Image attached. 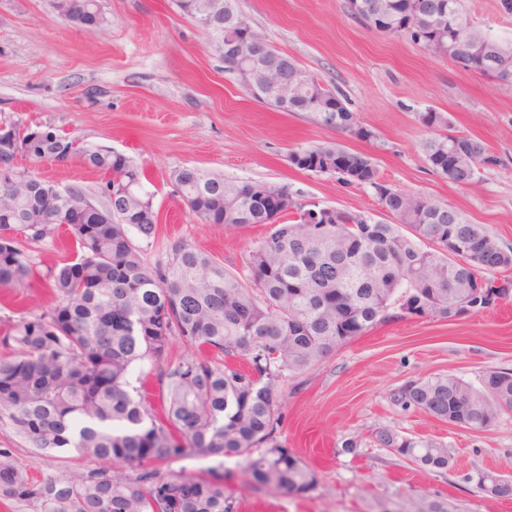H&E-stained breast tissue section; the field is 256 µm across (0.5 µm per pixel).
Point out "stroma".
I'll return each mask as SVG.
<instances>
[{
  "label": "stroma",
  "instance_id": "1",
  "mask_svg": "<svg viewBox=\"0 0 512 512\" xmlns=\"http://www.w3.org/2000/svg\"><path fill=\"white\" fill-rule=\"evenodd\" d=\"M252 26L309 75L335 88L356 120L373 133L363 140L324 126L312 112H281L250 96L224 57L175 0H102L105 21L79 27L51 0H0V117L44 124L87 144L104 145L141 167L159 212L157 232L143 244L147 264L166 261L177 239L246 275L248 253L268 227L198 221L170 174L198 166L228 180L288 185L296 201L382 213L369 188L329 173L305 172L292 151L335 143L370 156L394 189L422 194L483 225L512 249V86L460 67L403 36L370 28L348 0H238ZM478 29L512 37V12L502 0H464ZM429 111L448 117L446 130L482 140L493 162L469 185L432 171L422 145L441 130ZM18 164L60 187L81 188L102 204V174L77 161ZM512 369V297L495 308L444 320L401 315L352 340L322 365L286 380L276 435L317 471L305 494L275 495L248 482L235 459L190 456L164 464L172 473L224 474L238 512H403L419 492L448 499L460 512H512V496L480 493L474 477L491 470L512 478V414L474 433L419 411H401L390 392L436 373L476 381L482 371ZM390 426L448 446L452 464L426 473L367 437ZM360 439L355 453L341 444ZM34 476L63 473L69 459L28 448L0 429Z\"/></svg>",
  "mask_w": 512,
  "mask_h": 512
}]
</instances>
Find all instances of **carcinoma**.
I'll return each mask as SVG.
<instances>
[{"instance_id": "carcinoma-1", "label": "carcinoma", "mask_w": 512, "mask_h": 512, "mask_svg": "<svg viewBox=\"0 0 512 512\" xmlns=\"http://www.w3.org/2000/svg\"><path fill=\"white\" fill-rule=\"evenodd\" d=\"M425 8L433 0H393L381 31L404 29L402 4ZM439 19L462 41L512 51V40L482 33L461 0H441ZM211 0H175L194 18ZM332 101L337 91L310 78L309 90L282 112H309L313 95ZM62 139L50 134L29 146L36 161L63 159ZM462 153L453 175L441 170L446 150ZM423 151L432 170L459 184L474 182L494 163L485 144L467 135L441 134ZM299 170L324 173L334 165L354 174L345 184L368 186L387 196L393 222H370L360 211L336 210V223L305 221L323 205L294 200L285 190L274 202L258 199L249 181H228L199 167H182L170 179L201 222L268 224L269 235L249 253V274L227 271L211 255L183 240L170 244L168 259L153 266L135 240L150 241L159 212L151 196L119 197L115 183L143 190V171L121 153L82 147L86 166L112 179L101 187L103 206L93 205L71 224L68 198L33 175L25 185L0 180V195L16 198L0 213V288L17 300L45 285L55 304L20 315L0 335V428L29 447L58 454L74 450L101 466L31 481L10 448H0V502L20 512H235L236 497L224 478L165 473L161 465L188 455L240 459L249 480L286 495L304 494L318 475L276 437L281 384L324 363L337 350L393 317L448 318V295L462 287V313L488 305L482 280L512 267L481 224L460 212L402 193L379 177L371 159L339 146L296 151ZM67 225L75 255L43 270L18 246ZM180 341L190 353L168 358ZM148 361L165 395L163 416L131 387L133 363ZM392 405L422 411L475 433L486 432L512 412V370H485L478 382L437 373L392 391ZM371 441L426 472L451 465L443 444L381 426ZM492 472L476 487L497 497ZM406 512H450L448 501L418 494Z\"/></svg>"}]
</instances>
